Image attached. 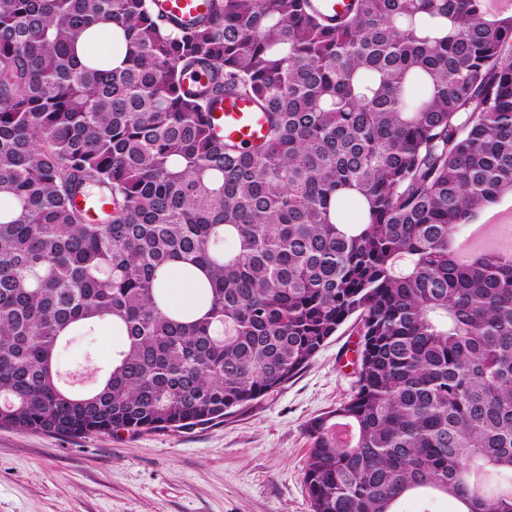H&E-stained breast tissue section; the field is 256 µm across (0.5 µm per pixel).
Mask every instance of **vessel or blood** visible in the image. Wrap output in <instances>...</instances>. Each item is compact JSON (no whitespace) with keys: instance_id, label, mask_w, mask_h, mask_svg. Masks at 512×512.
<instances>
[{"instance_id":"1","label":"vessel or blood","mask_w":512,"mask_h":512,"mask_svg":"<svg viewBox=\"0 0 512 512\" xmlns=\"http://www.w3.org/2000/svg\"><path fill=\"white\" fill-rule=\"evenodd\" d=\"M151 3L156 17L178 30L207 18L211 10V0H151ZM182 90L207 98L206 119L223 140L253 145L264 141L267 126L262 112L249 98L216 92L210 73L198 70L188 74Z\"/></svg>"}]
</instances>
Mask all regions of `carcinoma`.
I'll list each match as a JSON object with an SVG mask.
<instances>
[{
	"label": "carcinoma",
	"mask_w": 512,
	"mask_h": 512,
	"mask_svg": "<svg viewBox=\"0 0 512 512\" xmlns=\"http://www.w3.org/2000/svg\"><path fill=\"white\" fill-rule=\"evenodd\" d=\"M199 68L265 113L264 143L214 135L180 91ZM505 192L512 12L488 0H351L334 21L212 0L183 32L150 0H0V426L208 423L354 316V392L308 427L313 512H512V249L457 244ZM175 266L193 307L169 304ZM100 322L123 343L73 392L59 346Z\"/></svg>",
	"instance_id": "cac0c4a2"
}]
</instances>
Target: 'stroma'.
I'll return each instance as SVG.
<instances>
[{
	"label": "stroma",
	"instance_id": "obj_1",
	"mask_svg": "<svg viewBox=\"0 0 512 512\" xmlns=\"http://www.w3.org/2000/svg\"><path fill=\"white\" fill-rule=\"evenodd\" d=\"M354 321L288 383L189 429L62 436L0 427V512H312L309 422L347 401ZM122 339L72 332L63 376L102 374Z\"/></svg>",
	"mask_w": 512,
	"mask_h": 512
}]
</instances>
